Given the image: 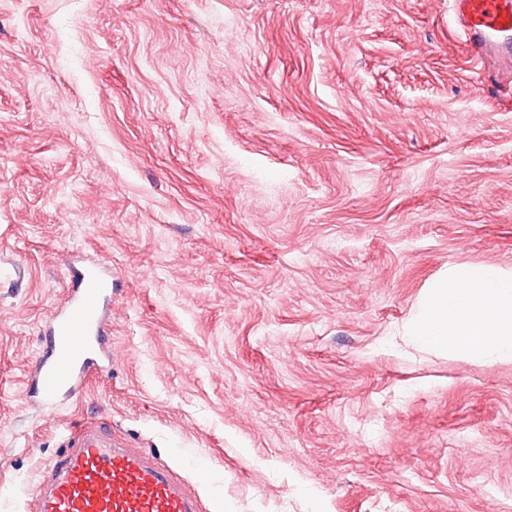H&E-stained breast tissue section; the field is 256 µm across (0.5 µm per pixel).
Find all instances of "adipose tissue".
<instances>
[{
	"label": "adipose tissue",
	"mask_w": 512,
	"mask_h": 512,
	"mask_svg": "<svg viewBox=\"0 0 512 512\" xmlns=\"http://www.w3.org/2000/svg\"><path fill=\"white\" fill-rule=\"evenodd\" d=\"M404 334L428 352L512 358V272L491 266L445 272L422 295Z\"/></svg>",
	"instance_id": "adipose-tissue-1"
}]
</instances>
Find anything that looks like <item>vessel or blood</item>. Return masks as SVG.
<instances>
[{
	"label": "vessel or blood",
	"mask_w": 512,
	"mask_h": 512,
	"mask_svg": "<svg viewBox=\"0 0 512 512\" xmlns=\"http://www.w3.org/2000/svg\"><path fill=\"white\" fill-rule=\"evenodd\" d=\"M455 19L473 58L512 60V0H453ZM64 305L48 320L43 347L22 398L41 408L78 396L86 379L111 371L112 274L95 264L71 268ZM35 512H200L195 490L169 465L114 439L102 419H83L44 463Z\"/></svg>",
	"instance_id": "obj_1"
}]
</instances>
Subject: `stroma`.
Returning <instances> with one entry per match:
<instances>
[{
  "label": "stroma",
  "instance_id": "stroma-1",
  "mask_svg": "<svg viewBox=\"0 0 512 512\" xmlns=\"http://www.w3.org/2000/svg\"><path fill=\"white\" fill-rule=\"evenodd\" d=\"M112 372L19 391L79 257ZM512 270V82L448 0H0V512L107 419L203 512H501L512 361L389 344Z\"/></svg>",
  "mask_w": 512,
  "mask_h": 512
}]
</instances>
